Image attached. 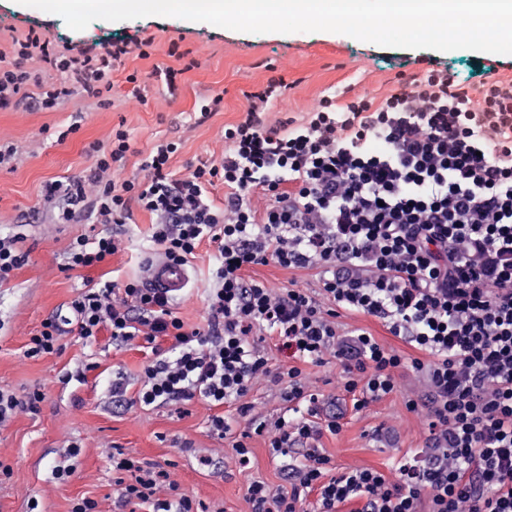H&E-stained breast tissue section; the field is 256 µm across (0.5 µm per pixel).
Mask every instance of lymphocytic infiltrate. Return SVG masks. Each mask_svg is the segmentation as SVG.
<instances>
[{"label": "lymphocytic infiltrate", "instance_id": "1", "mask_svg": "<svg viewBox=\"0 0 512 512\" xmlns=\"http://www.w3.org/2000/svg\"><path fill=\"white\" fill-rule=\"evenodd\" d=\"M151 40L116 39L95 49L60 48L37 31L13 38L12 59L0 65V108L53 111L68 98L111 104L112 75L131 52L148 56ZM58 81L38 88L32 61ZM384 97L351 86L323 95L302 121L267 122L286 90L269 80L246 93L242 118L224 128L220 162H199L176 176L177 142L161 140L140 162V175L114 178L131 148L127 130L112 148L87 147L81 175L54 180L43 199L57 224H107L82 234L66 252L69 270L98 266L122 247L118 232L133 208L154 216L151 241L164 262L188 266L202 242L214 244L213 286L205 328L186 329L170 295L140 281L84 285L70 308L78 334L94 343L141 339L153 357L143 367L135 401L159 406L205 401L207 427L232 438L240 471L250 468L252 435L267 434L274 454L305 448L297 483L275 492L248 483L250 512H512V76L496 65L462 79L447 65L399 73ZM381 142L371 150V142ZM224 187L215 204L210 190ZM267 204L256 209L254 193ZM317 268L321 287L273 293L243 270L267 263ZM382 319L430 357L405 360L369 333L354 346L337 341L339 311ZM276 337L293 357L315 365L340 360L344 388L374 401L395 389L394 373L411 367L431 387L430 464L404 459L393 475L372 469L334 472L311 443L335 418L316 422L318 396L300 367L276 368L264 337ZM179 353L167 357L158 339ZM286 384L285 398L305 414L259 421L246 396L256 380ZM234 408L240 434L223 413ZM122 505L139 512H207L180 494L173 475L112 455ZM168 497L159 498L160 489Z\"/></svg>", "mask_w": 512, "mask_h": 512}]
</instances>
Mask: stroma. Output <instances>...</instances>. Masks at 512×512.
Masks as SVG:
<instances>
[{"label": "stroma", "mask_w": 512, "mask_h": 512, "mask_svg": "<svg viewBox=\"0 0 512 512\" xmlns=\"http://www.w3.org/2000/svg\"><path fill=\"white\" fill-rule=\"evenodd\" d=\"M52 43L76 42L93 48L114 38H152L150 57L130 55L124 69L138 72L145 89V102L129 95L123 77H116L109 109L100 110L74 96L53 112L0 110V145L14 147L10 162L0 168V232L22 233L28 250L25 266L0 285V389L27 399L33 392L44 395L37 412L19 410L0 426V463L12 467L11 476L0 475V512H71L81 498L94 499L99 512H119L117 488L112 480V449L127 457L154 464L176 474L180 489L203 503L209 512H250L247 486L250 479L272 488L288 483V460H301V449L290 457L274 456L266 436L249 439L251 469L239 472L230 459V440H220L207 429L209 406L193 400L178 406L141 407L133 392L147 354L138 344H113L109 333H101L93 347L83 345L77 328L65 325L57 352L27 358L24 350L43 321L61 320L70 313V303L83 280L113 276L119 281L150 280L149 266L158 257L147 237L152 216L133 209L125 227V248L102 266L65 269V252L71 241L85 233L82 224H54L42 198L46 182L78 176L92 159L88 144L100 143L109 150L112 131L123 128L135 140L122 176L139 172L141 155L160 139L181 143L173 158L177 174L190 165L215 160L224 153V128L236 123L246 103L245 92L254 91L272 77L282 78L291 89L268 114L276 123L301 117L324 94L346 83L356 93L384 95L397 86V74L413 58H433L469 74L486 53L467 49L440 52L432 49L383 47L348 35L319 31L246 33L175 17L148 16L109 22L96 20L80 32L69 29L55 14L0 0V55L10 48L12 34L29 27ZM178 45L196 59L197 65L182 75L177 99H169L157 87L151 73L157 67H179L169 54ZM220 95L224 107L204 124L186 123L202 97ZM77 131H70L72 122ZM37 212L39 220L18 225L21 213ZM214 252L203 244L189 269V282L176 311L185 325L205 324L207 293L212 286ZM250 277L273 292L284 288L317 289L315 269H285L275 264L256 265ZM340 332L361 329L385 347L405 358L419 352L403 338L394 336L382 320L354 311H340ZM308 383L320 395L322 413L336 414L340 429L322 433L317 446L336 470L367 468L393 472L406 456L426 457L429 451L426 384L411 368L395 374L396 387L383 399L355 409L344 388L342 367L337 360L322 365H300ZM124 378L129 395H112V381ZM416 399L417 410H409L407 399ZM79 454H71L72 446ZM67 478H58L60 470Z\"/></svg>", "instance_id": "35a3bbf8"}]
</instances>
